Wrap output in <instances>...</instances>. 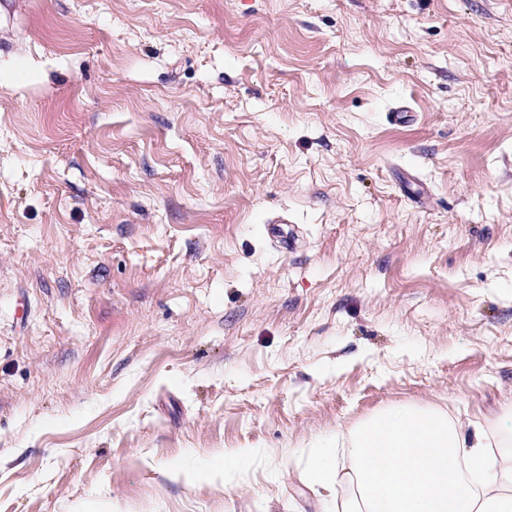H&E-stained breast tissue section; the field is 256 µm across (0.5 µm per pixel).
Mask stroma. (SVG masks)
Returning a JSON list of instances; mask_svg holds the SVG:
<instances>
[{
	"mask_svg": "<svg viewBox=\"0 0 512 512\" xmlns=\"http://www.w3.org/2000/svg\"><path fill=\"white\" fill-rule=\"evenodd\" d=\"M509 404L512 0H17L0 512H326L338 430ZM248 452L246 450H241L236 452L230 461H225L222 459L221 462L214 464L206 469L202 470H193L191 472H187L186 476L189 480L200 481V480H210L216 479L219 477L226 479V475L232 472L238 466H241L242 463L247 459Z\"/></svg>",
	"mask_w": 512,
	"mask_h": 512,
	"instance_id": "stroma-1",
	"label": "stroma"
}]
</instances>
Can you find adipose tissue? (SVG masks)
I'll return each mask as SVG.
<instances>
[{
    "label": "adipose tissue",
    "instance_id": "ef3b65f1",
    "mask_svg": "<svg viewBox=\"0 0 512 512\" xmlns=\"http://www.w3.org/2000/svg\"><path fill=\"white\" fill-rule=\"evenodd\" d=\"M506 456L471 420L437 407L383 409L322 441L314 485L351 486L341 512H512V406L496 420Z\"/></svg>",
    "mask_w": 512,
    "mask_h": 512
}]
</instances>
